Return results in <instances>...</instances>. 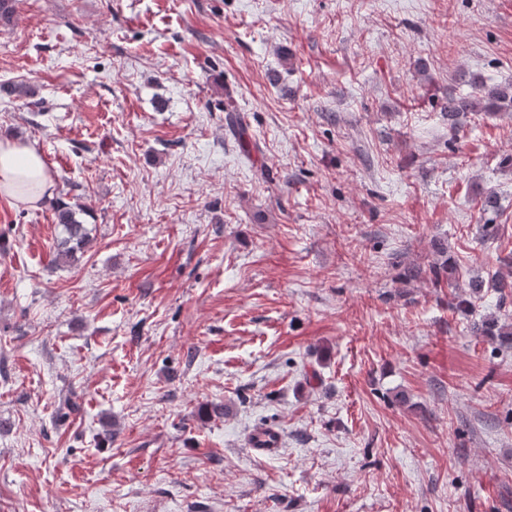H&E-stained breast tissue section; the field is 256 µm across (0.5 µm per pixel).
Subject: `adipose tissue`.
<instances>
[{"mask_svg":"<svg viewBox=\"0 0 512 512\" xmlns=\"http://www.w3.org/2000/svg\"><path fill=\"white\" fill-rule=\"evenodd\" d=\"M52 186L41 153L31 144L0 138V195L17 201L43 198Z\"/></svg>","mask_w":512,"mask_h":512,"instance_id":"obj_1","label":"adipose tissue"}]
</instances>
